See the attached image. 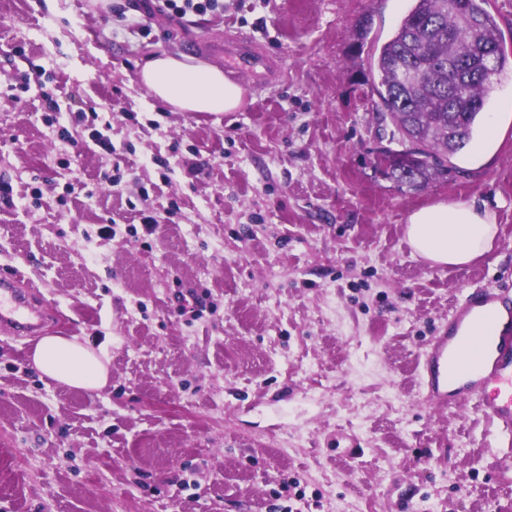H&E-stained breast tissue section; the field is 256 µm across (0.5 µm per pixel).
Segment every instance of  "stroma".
Segmentation results:
<instances>
[{
  "instance_id": "35a3bbf8",
  "label": "stroma",
  "mask_w": 512,
  "mask_h": 512,
  "mask_svg": "<svg viewBox=\"0 0 512 512\" xmlns=\"http://www.w3.org/2000/svg\"><path fill=\"white\" fill-rule=\"evenodd\" d=\"M143 2L0 0V273L23 271L46 333L109 369L71 388L34 366L37 337L0 333V512H512V449L474 406L418 393L451 305L512 290V70L485 106L493 148L401 190L376 166L354 27L388 35L410 0L184 19ZM228 34L274 62L238 111L175 112L140 84L162 52L224 66ZM105 121L110 155L91 141ZM438 201L494 211L493 250L465 267L414 253L406 218Z\"/></svg>"
}]
</instances>
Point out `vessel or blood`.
<instances>
[{
    "label": "vessel or blood",
    "mask_w": 512,
    "mask_h": 512,
    "mask_svg": "<svg viewBox=\"0 0 512 512\" xmlns=\"http://www.w3.org/2000/svg\"><path fill=\"white\" fill-rule=\"evenodd\" d=\"M224 47L234 73H271L264 50L246 37L229 39ZM47 318L20 274L0 278L1 329L18 338L35 336ZM420 386L430 406L474 404L512 445V292L482 286L467 290L422 354Z\"/></svg>",
    "instance_id": "vessel-or-blood-1"
}]
</instances>
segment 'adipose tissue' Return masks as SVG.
I'll return each mask as SVG.
<instances>
[{
    "instance_id": "1",
    "label": "adipose tissue",
    "mask_w": 512,
    "mask_h": 512,
    "mask_svg": "<svg viewBox=\"0 0 512 512\" xmlns=\"http://www.w3.org/2000/svg\"><path fill=\"white\" fill-rule=\"evenodd\" d=\"M140 81L156 99L178 112H234L244 89L221 69L189 64L162 53L149 60ZM498 232L495 214L473 203H438L411 212L406 236L415 253L431 264L462 267L489 252ZM33 362L48 378L67 386L99 390L108 383L102 359L76 339L47 335L37 343Z\"/></svg>"
}]
</instances>
